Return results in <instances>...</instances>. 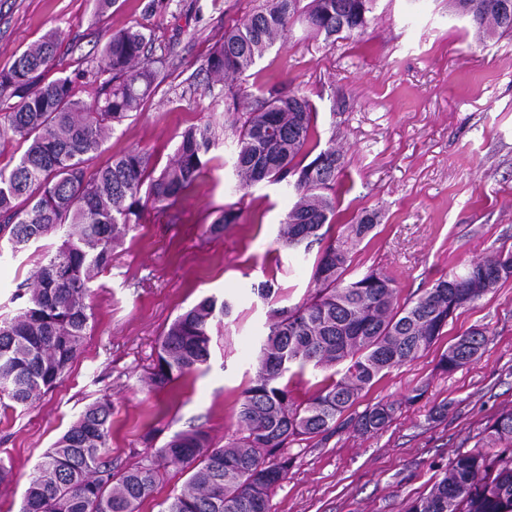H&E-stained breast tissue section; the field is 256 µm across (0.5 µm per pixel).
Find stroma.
<instances>
[{"label": "stroma", "mask_w": 512, "mask_h": 512, "mask_svg": "<svg viewBox=\"0 0 512 512\" xmlns=\"http://www.w3.org/2000/svg\"><path fill=\"white\" fill-rule=\"evenodd\" d=\"M263 4L117 0L97 16L90 0H0V70L17 51L57 32L50 75L70 77L90 102L109 78L101 47L119 30L140 28L150 38L149 57L165 61L162 80L116 127L104 154L143 149L163 166L188 127L231 122L204 62L225 29ZM371 17L363 38L331 45L294 24L237 84L252 97L274 83L308 97L314 143L342 154L340 220L364 210L382 214L353 265L386 273L405 298L512 249V36L478 40L449 0H375ZM235 155L236 138L225 132L192 190L172 208L145 209L94 283L93 328L66 376L32 409L0 406V458L13 467L12 480L0 484V512H18L42 454L104 394L112 399L111 456L118 463H134L147 446L193 426L218 444L234 437V413L255 376L269 315L307 298L316 259L278 240L291 193L280 184L239 189ZM228 210L236 221L209 233ZM40 260L32 249L0 255L1 315L13 314V292ZM264 282L273 288L266 299L255 290ZM212 294L230 300L233 311L209 365L165 387L146 386L158 337ZM472 329L488 338L481 357L442 372L440 354ZM417 388L423 396L407 403ZM381 400L401 405L382 432L347 427L289 446L292 464L271 494V512H404L409 500L428 493L485 425L512 408V279L460 309L429 351L392 369L362 402ZM442 404L446 412L433 416ZM151 423L158 432L149 443Z\"/></svg>", "instance_id": "1"}]
</instances>
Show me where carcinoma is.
Listing matches in <instances>:
<instances>
[{"mask_svg": "<svg viewBox=\"0 0 512 512\" xmlns=\"http://www.w3.org/2000/svg\"><path fill=\"white\" fill-rule=\"evenodd\" d=\"M265 0L241 24L224 30L204 68L212 84L243 75L293 24L334 42L364 34L375 0ZM482 37L512 35V0H451ZM149 38L129 27L101 50L111 74L91 103L73 80L47 77L59 39L41 36L0 71V143L13 148L0 165V242L22 252L50 235L61 243L43 256L32 282L13 293L16 314L0 318V401L30 409L64 378L92 329V285L112 266L114 248L141 223L150 202L169 209L207 170L219 125L186 129L161 170L152 153L132 148L96 165L115 126L140 109L159 78L145 57ZM235 117L238 185L287 182L295 199L279 230L283 246L318 247L309 297L271 312L257 371L236 408L239 435L216 446L207 431H181L143 459L112 464V399L85 405L77 419L33 468L19 512H140L161 481V468L188 474L161 512H270L273 489L285 479L298 440L327 439L350 424L363 434L384 430L397 406L388 402L349 411L391 369L429 350L456 311L512 278V250L468 264L421 293L398 301L391 277L374 268L350 275L353 255L378 224L364 210L327 239L337 223L336 184L341 154L312 145L315 112L309 99L276 85L239 111V92L224 94ZM233 305L207 296L178 315L159 337L147 384L164 387L208 364L214 331ZM487 337L471 330L439 359L452 372L481 356ZM311 366L331 371L315 393L297 401L289 381ZM404 512H512V410L484 428L477 449L457 455L430 491Z\"/></svg>", "mask_w": 512, "mask_h": 512, "instance_id": "cac0c4a2", "label": "carcinoma"}]
</instances>
